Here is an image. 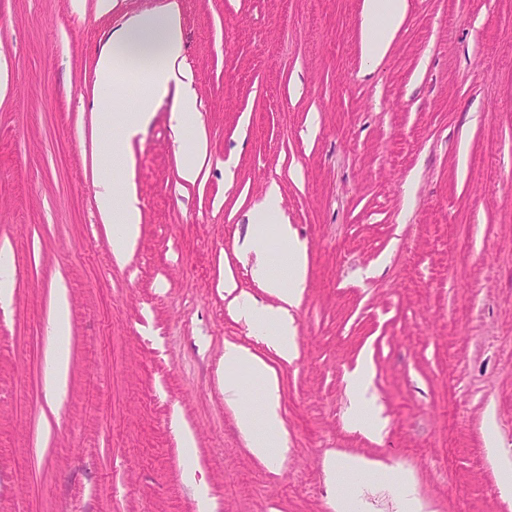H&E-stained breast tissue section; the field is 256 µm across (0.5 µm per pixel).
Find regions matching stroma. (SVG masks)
I'll return each mask as SVG.
<instances>
[{"mask_svg":"<svg viewBox=\"0 0 512 512\" xmlns=\"http://www.w3.org/2000/svg\"><path fill=\"white\" fill-rule=\"evenodd\" d=\"M172 3L197 120L175 139L168 97L132 140L142 224L120 265L96 199V62L112 30ZM363 3L0 0V246L15 269L0 304V512H198L197 485L213 512H334L324 461L345 456L379 464L342 480L357 512H398L399 474L428 512H512L488 450L512 461V0H410L377 64ZM273 182L308 252L290 362L224 290L229 275L272 301L242 243ZM59 281L70 372L56 413L42 381ZM228 342L279 378L282 466L251 453L224 398L237 380L258 399L225 365ZM361 363L387 421L378 442L350 421Z\"/></svg>","mask_w":512,"mask_h":512,"instance_id":"obj_1","label":"stroma"}]
</instances>
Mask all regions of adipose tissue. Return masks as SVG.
Instances as JSON below:
<instances>
[{"instance_id": "adipose-tissue-1", "label": "adipose tissue", "mask_w": 512, "mask_h": 512, "mask_svg": "<svg viewBox=\"0 0 512 512\" xmlns=\"http://www.w3.org/2000/svg\"><path fill=\"white\" fill-rule=\"evenodd\" d=\"M409 9V0H364L363 54L373 63L380 62L388 53L396 33L403 25ZM155 53L159 62L146 67L141 75L140 93L132 111L102 112L98 115L103 130L119 128L120 140H102L101 157L117 162L125 155L131 141L150 124L159 100L174 95L177 112V130H185L195 123L196 97L193 77L183 56V30L177 5H170L160 14L146 13L131 17L112 32L102 47L97 63V83L111 93L113 102H121L127 85L124 70L148 53ZM97 202L105 223L112 226L111 248L117 263H124L134 252L140 237L141 209L133 185L128 180L103 179L98 183ZM280 193L277 184H270L262 207L250 222L246 246L259 262L255 274L264 282L274 304L267 305L246 293H237L234 280H226V293L232 294L237 315L262 335L263 341L285 361L297 356L296 328L292 311L298 307L304 290L307 271V251L288 222L276 226L278 236L288 244V275L272 278L266 274L263 260L264 226L262 220L278 210ZM70 329V302L64 285H57L51 302L49 331L45 344V358L49 370L43 381V393L52 409H60L66 399ZM224 362L247 366L260 384V404H252L240 385L224 386L226 400L236 407L238 425L247 437L253 454L261 459L283 463L288 457V432L279 411V383L275 372L250 349L228 344L224 347ZM263 421L265 433L255 431L256 421Z\"/></svg>"}]
</instances>
